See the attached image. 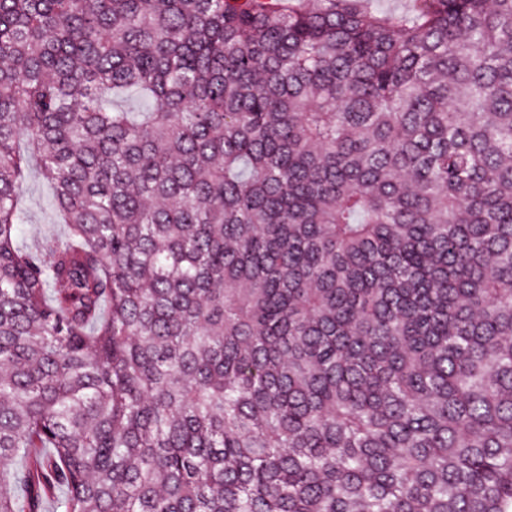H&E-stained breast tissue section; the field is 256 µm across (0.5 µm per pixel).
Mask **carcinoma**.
<instances>
[{"instance_id": "cac0c4a2", "label": "carcinoma", "mask_w": 512, "mask_h": 512, "mask_svg": "<svg viewBox=\"0 0 512 512\" xmlns=\"http://www.w3.org/2000/svg\"><path fill=\"white\" fill-rule=\"evenodd\" d=\"M368 2L0 0V512H512V0ZM26 210V232L33 243H42L50 236H61L63 226L56 224L52 207V187L38 174L35 160L22 187Z\"/></svg>"}]
</instances>
